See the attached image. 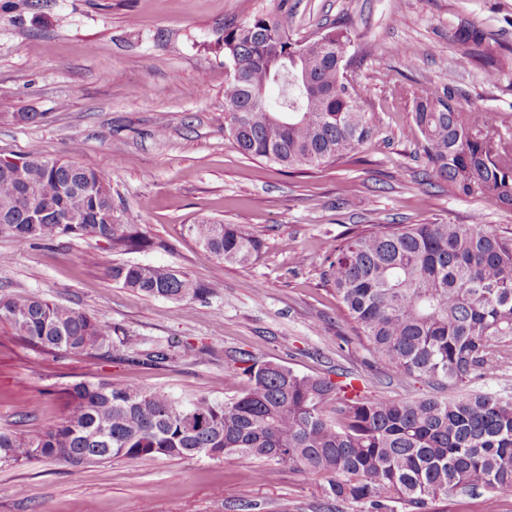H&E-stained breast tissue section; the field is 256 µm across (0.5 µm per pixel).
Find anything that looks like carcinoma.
<instances>
[{
	"label": "carcinoma",
	"instance_id": "obj_1",
	"mask_svg": "<svg viewBox=\"0 0 512 512\" xmlns=\"http://www.w3.org/2000/svg\"><path fill=\"white\" fill-rule=\"evenodd\" d=\"M459 64L495 78L497 51L484 31L458 34ZM350 32L333 26L311 41L288 37L280 21L258 15L224 31V60L239 77L224 84L228 136L245 157L292 170L357 164L374 126L346 72ZM415 132L434 176L451 191L512 209V148L481 112L462 111L452 88L413 92ZM27 157L25 182L0 169V217L20 245L66 236L103 238L115 249L149 241L136 224H109L112 192L99 171L61 159ZM57 206L29 221L26 189ZM79 219L61 224L56 214ZM194 241L226 264L246 267L263 241L241 224L203 220L188 226ZM355 337L372 358L400 377L426 380L448 395L371 400L357 375L300 373L238 349L228 356L236 395L181 399L129 383L81 381L68 391L63 417L36 434L0 429V462L61 459L72 467L118 460L129 468L154 457L264 458L323 482L336 501L371 512H436L457 495L512 492V398L469 394L472 378L512 369V232L475 217L469 224H376L355 230L325 258ZM112 281L174 303L215 292L168 267L114 265ZM0 322L30 345L53 353L90 354L112 347V334L87 314L32 294L0 297ZM181 341L137 349L158 364Z\"/></svg>",
	"mask_w": 512,
	"mask_h": 512
}]
</instances>
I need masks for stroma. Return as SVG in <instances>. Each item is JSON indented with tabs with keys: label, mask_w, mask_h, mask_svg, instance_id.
<instances>
[{
	"label": "stroma",
	"mask_w": 512,
	"mask_h": 512,
	"mask_svg": "<svg viewBox=\"0 0 512 512\" xmlns=\"http://www.w3.org/2000/svg\"><path fill=\"white\" fill-rule=\"evenodd\" d=\"M259 14L277 16L295 41L338 22L351 29L361 63L348 77L378 131L361 148V164L291 173L243 156L228 139L224 31ZM467 23L497 47L496 80L458 68L457 36ZM450 85L464 111L512 128V0H0V157L63 158L106 173L116 215L150 242L122 252L97 237L21 246L0 234V295L35 293L117 336L150 346L175 336L198 351L157 366L120 345L105 355L47 353L0 324V428L45 430L80 381L221 401L235 392L224 355L240 348L301 373L363 375L372 399L429 394L424 382L390 378L353 339L323 259L348 229L370 224H467L478 215L512 232V210L455 195L426 173L408 91ZM21 112L43 119L21 122ZM204 219L251 228L265 243L259 258L239 267L204 252L188 234ZM298 253L309 257L300 267ZM124 262L169 266L218 290L177 305L150 298L107 276V266ZM0 512L370 509L327 498L318 481L284 465L203 456L133 469L118 461L0 463Z\"/></svg>",
	"instance_id": "stroma-1"
}]
</instances>
